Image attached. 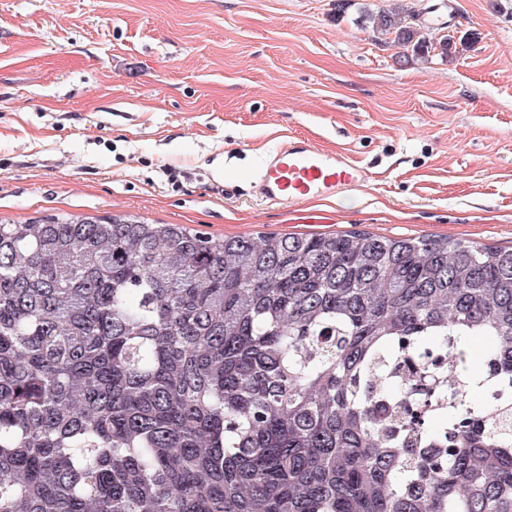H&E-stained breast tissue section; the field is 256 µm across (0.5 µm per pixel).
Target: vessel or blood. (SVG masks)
<instances>
[{"label": "vessel or blood", "instance_id": "obj_1", "mask_svg": "<svg viewBox=\"0 0 512 512\" xmlns=\"http://www.w3.org/2000/svg\"><path fill=\"white\" fill-rule=\"evenodd\" d=\"M367 173L342 152H327L309 140L285 139L255 175L256 193L296 210L311 198L330 197L363 184Z\"/></svg>", "mask_w": 512, "mask_h": 512}]
</instances>
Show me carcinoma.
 <instances>
[{
	"label": "carcinoma",
	"instance_id": "carcinoma-1",
	"mask_svg": "<svg viewBox=\"0 0 512 512\" xmlns=\"http://www.w3.org/2000/svg\"><path fill=\"white\" fill-rule=\"evenodd\" d=\"M0 512H512V247L0 221Z\"/></svg>",
	"mask_w": 512,
	"mask_h": 512
}]
</instances>
